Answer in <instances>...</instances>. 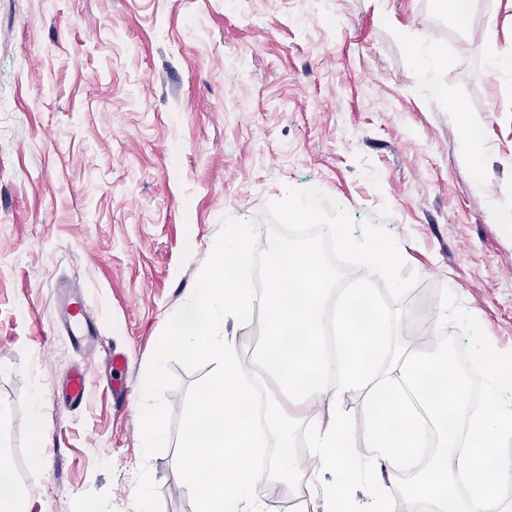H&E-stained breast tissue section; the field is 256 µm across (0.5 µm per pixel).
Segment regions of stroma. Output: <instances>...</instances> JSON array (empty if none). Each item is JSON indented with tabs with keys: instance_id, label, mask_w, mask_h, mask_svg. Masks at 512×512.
<instances>
[{
	"instance_id": "35a3bbf8",
	"label": "stroma",
	"mask_w": 512,
	"mask_h": 512,
	"mask_svg": "<svg viewBox=\"0 0 512 512\" xmlns=\"http://www.w3.org/2000/svg\"><path fill=\"white\" fill-rule=\"evenodd\" d=\"M428 37L435 69L408 50ZM511 45L512 0H473L463 25L445 0H0V448L34 512H189L175 461L214 363L173 351L142 380L223 219L265 229L290 188L358 224L388 207L420 279L408 311L433 300L468 369L487 341L511 360L512 83L487 66ZM62 280L124 356L125 404L61 333Z\"/></svg>"
}]
</instances>
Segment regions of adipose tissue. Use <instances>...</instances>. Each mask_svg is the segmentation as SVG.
Returning a JSON list of instances; mask_svg holds the SVG:
<instances>
[{
	"label": "adipose tissue",
	"mask_w": 512,
	"mask_h": 512,
	"mask_svg": "<svg viewBox=\"0 0 512 512\" xmlns=\"http://www.w3.org/2000/svg\"><path fill=\"white\" fill-rule=\"evenodd\" d=\"M271 278L264 294H257L240 278H229L216 288L203 277L192 304L197 318L186 326L176 317L168 326L163 353L157 354L144 380L151 390L165 374V353L178 349L194 354L206 347L216 363L213 377L203 386L185 422L184 452L176 469L191 492V512H262L263 488L269 479L287 484L303 500L305 512H336L349 486L333 481V473H349L360 454H369L379 470L374 491L377 512H392L389 481L410 457L434 435L439 448L406 492L430 505V512H470L456 492L459 477L512 468L499 457L493 440L512 436V410L488 404L471 414L465 398L467 380L451 370L442 348L417 354L407 349L384 356L378 370L367 372L365 359L374 351L375 328L360 327L351 312L367 289H351L336 310L337 334L343 346L339 358L325 357L322 349L323 302L331 276L314 259H299L296 250L274 246L267 252ZM264 314L266 346L255 372L276 375L293 406L269 397L265 428L254 423L251 384L243 377L235 346L224 334L228 321L253 310ZM362 396L359 413L342 404L344 395ZM431 429H424L422 419ZM467 433H460V426ZM308 437L306 461L329 473L320 486L301 484L303 462L294 450L295 429ZM363 431L362 443H353L354 431ZM276 440L278 452L266 471L249 466L255 449L266 436Z\"/></svg>",
	"instance_id": "adipose-tissue-1"
}]
</instances>
